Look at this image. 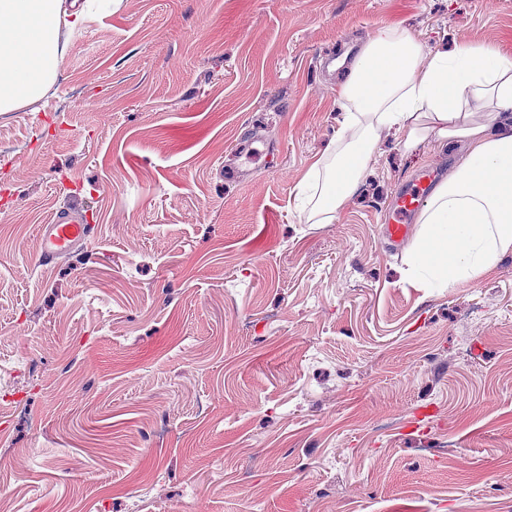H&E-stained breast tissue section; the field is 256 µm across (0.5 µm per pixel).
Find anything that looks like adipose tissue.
Returning a JSON list of instances; mask_svg holds the SVG:
<instances>
[{"instance_id": "obj_1", "label": "adipose tissue", "mask_w": 512, "mask_h": 512, "mask_svg": "<svg viewBox=\"0 0 512 512\" xmlns=\"http://www.w3.org/2000/svg\"><path fill=\"white\" fill-rule=\"evenodd\" d=\"M109 0H0V112L53 88L64 46ZM341 111L333 149L299 186L312 224L333 223L356 195L382 134L405 150L453 145L459 167L425 201L410 246L409 276L422 288L481 278L512 253V58L490 45L425 49L409 28H379L337 92Z\"/></svg>"}]
</instances>
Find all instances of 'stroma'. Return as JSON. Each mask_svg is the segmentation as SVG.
I'll return each instance as SVG.
<instances>
[{"label": "stroma", "mask_w": 512, "mask_h": 512, "mask_svg": "<svg viewBox=\"0 0 512 512\" xmlns=\"http://www.w3.org/2000/svg\"><path fill=\"white\" fill-rule=\"evenodd\" d=\"M512 56V0H120L0 113V485L15 512H512V254L406 279L420 169L379 143L310 224L347 61L381 27ZM76 204L96 232L41 264ZM434 182V173L425 171L398 193L392 217L389 224H385L386 236L390 241L399 243L407 237L410 218L421 207Z\"/></svg>", "instance_id": "35a3bbf8"}]
</instances>
